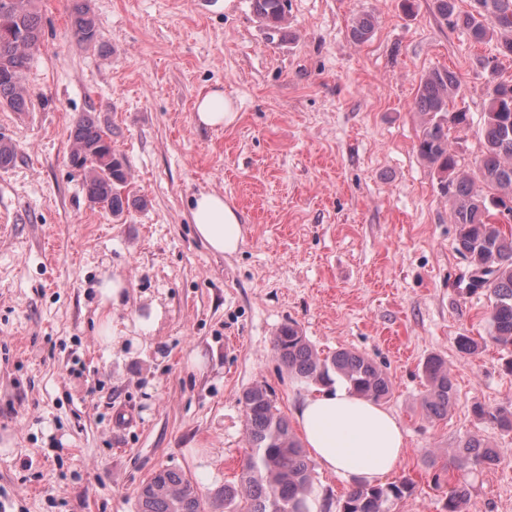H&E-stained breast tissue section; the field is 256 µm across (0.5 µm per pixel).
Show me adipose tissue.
<instances>
[{
	"label": "adipose tissue",
	"instance_id": "adipose-tissue-1",
	"mask_svg": "<svg viewBox=\"0 0 512 512\" xmlns=\"http://www.w3.org/2000/svg\"><path fill=\"white\" fill-rule=\"evenodd\" d=\"M236 118V106L223 91H209L196 101L194 119L201 126L224 127ZM191 221L213 252L231 255L239 250L243 242L240 216L223 194L195 195ZM295 420L310 455L342 477L386 476L396 470L404 452V429L398 418L378 403L341 388L305 397Z\"/></svg>",
	"mask_w": 512,
	"mask_h": 512
}]
</instances>
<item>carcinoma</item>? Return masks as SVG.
I'll list each match as a JSON object with an SVG mask.
<instances>
[{
  "mask_svg": "<svg viewBox=\"0 0 512 512\" xmlns=\"http://www.w3.org/2000/svg\"><path fill=\"white\" fill-rule=\"evenodd\" d=\"M73 38L86 46L98 42L95 15L86 0H69ZM257 17L274 33L287 21L284 0H252ZM436 13L452 27H462L477 42L497 38V52L512 57V0H470L471 10H457L456 0H434ZM374 31L370 16H358L350 28L357 43ZM43 38L42 17L35 0H0V105L14 112L28 109L29 95L22 75ZM460 84L448 69H434L419 82L414 110L422 118L417 153L435 167L441 191L448 196L451 223L456 225V251L469 266L485 270L486 280L466 284L483 290L490 300L489 338L512 352V231L503 230L501 208L512 205V84L499 82L489 94L481 128L483 152L479 179L459 168L450 131L469 123L468 112L451 111L449 103ZM71 165L81 170L90 202L116 218L142 205L131 190L129 172L112 154V131L93 112L85 113L70 131ZM272 348L283 366L307 385L330 386L341 380L352 393L381 401L390 395L388 375L368 356L339 349L321 356L294 324L282 326ZM427 386L421 398L426 418L448 415L454 397L451 374L439 356L423 366ZM249 453L237 481L224 485L220 497L229 512H312L314 465L262 384L243 391ZM500 456L485 441L469 438L454 455L460 478L448 488L444 512H462L469 497L465 475L495 465ZM409 480L358 482L345 495L340 512H392L396 501L412 494ZM138 512H205V503L181 472L162 469L141 488Z\"/></svg>",
  "mask_w": 512,
  "mask_h": 512,
  "instance_id": "carcinoma-1",
  "label": "carcinoma"
}]
</instances>
